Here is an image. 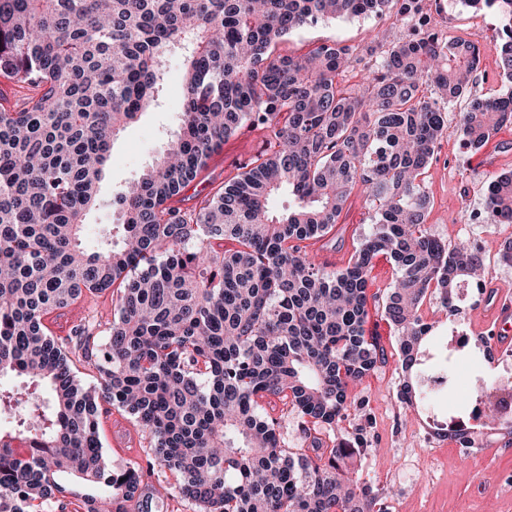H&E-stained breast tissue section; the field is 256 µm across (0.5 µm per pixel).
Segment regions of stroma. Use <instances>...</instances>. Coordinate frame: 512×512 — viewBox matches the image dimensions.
<instances>
[{"label":"stroma","instance_id":"35a3bbf8","mask_svg":"<svg viewBox=\"0 0 512 512\" xmlns=\"http://www.w3.org/2000/svg\"><path fill=\"white\" fill-rule=\"evenodd\" d=\"M395 17L360 16L323 20L299 29L280 42L281 54L299 56L328 42L366 46L388 29L400 30ZM499 19L493 9L480 12L444 0L441 34L480 46L484 51L473 95L505 92L493 49ZM182 66L168 63L167 81L157 103L117 137L105 176L100 183V204L86 216L85 244L96 248L113 221L112 192L139 176L166 147L180 125ZM263 145L260 131L242 129L226 140L207 162L200 175L183 191L186 205L200 204L212 189L239 173L241 166ZM512 173V125L501 128L483 148L465 147L454 136L442 140L432 164L423 176L429 199L425 224L431 234L456 245L469 240L478 244L485 279L512 287V264L501 255L512 244V224H489L484 216L488 185L502 174ZM340 223L342 236L310 243L311 253L337 254L333 271L346 267L354 247L374 227V212L360 194H352ZM385 349V360L361 384L350 390L357 414L341 423L333 442L353 441L364 434L366 450L354 459L362 479L378 489L386 512H512V449L507 448L506 427L493 440L498 454L478 450L462 454L451 438L429 439L423 431L425 410L400 402L404 380L396 336L381 315L368 324ZM101 442L109 466L121 468L138 461L145 442L134 420L126 413L106 409L102 414Z\"/></svg>","mask_w":512,"mask_h":512}]
</instances>
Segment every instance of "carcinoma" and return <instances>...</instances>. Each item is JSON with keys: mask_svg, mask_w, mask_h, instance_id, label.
Listing matches in <instances>:
<instances>
[{"mask_svg": "<svg viewBox=\"0 0 512 512\" xmlns=\"http://www.w3.org/2000/svg\"><path fill=\"white\" fill-rule=\"evenodd\" d=\"M422 0H0V512H155L171 473L194 512H385L347 461L326 448L349 390L384 349L368 332L369 275L382 256L398 277L382 317L398 336L411 405L426 397L420 314L438 292L448 329L464 291L484 298L472 242L453 247L424 224L421 176L453 132L479 148L512 124V91L469 99L454 130L448 104L469 91L482 51L428 27ZM494 7V50L512 81V0ZM392 13L405 33L357 48L322 43L275 53L325 19ZM183 56L180 127L140 177L112 194L121 222L100 250L81 246L113 142L160 95L165 61ZM360 68L354 92L343 75ZM249 126L266 146L200 205L173 200L224 141ZM362 193L375 228L329 272L307 250ZM288 197L279 210L274 201ZM490 224H512V175L490 183ZM112 295L108 338L94 316L65 337L46 318ZM100 376L81 385L76 363ZM290 405L311 439L290 448L263 403ZM512 390H494L495 420ZM128 413L145 458L114 469L100 416Z\"/></svg>", "mask_w": 512, "mask_h": 512, "instance_id": "carcinoma-1", "label": "carcinoma"}]
</instances>
